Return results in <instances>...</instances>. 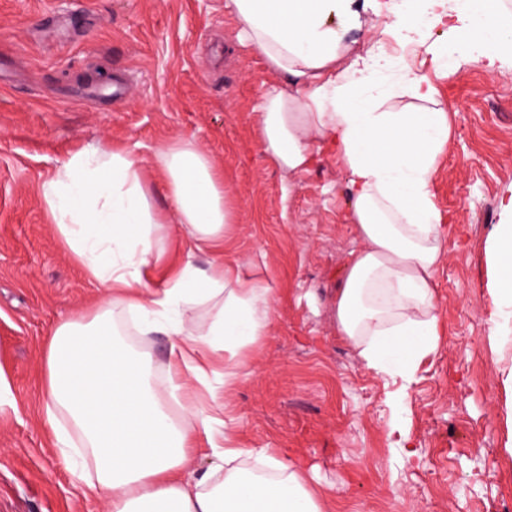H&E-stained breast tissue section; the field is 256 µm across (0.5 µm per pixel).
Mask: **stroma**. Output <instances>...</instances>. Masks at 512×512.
Returning <instances> with one entry per match:
<instances>
[{
	"instance_id": "1",
	"label": "stroma",
	"mask_w": 512,
	"mask_h": 512,
	"mask_svg": "<svg viewBox=\"0 0 512 512\" xmlns=\"http://www.w3.org/2000/svg\"><path fill=\"white\" fill-rule=\"evenodd\" d=\"M452 18L410 40L373 30L391 58L372 94L417 107L398 83L412 68L451 117L431 193L450 232L436 274L443 336L411 384L364 367L337 336L330 305L358 241L344 174L329 154L288 175L264 153L258 103L279 83L240 43L224 0H0V512H105L66 468L42 415L45 344L87 314L101 290L63 245L40 192L71 153L101 140L152 163L164 142L192 138L224 171L237 214L224 255L271 289L267 336L251 348L224 402L239 447L297 463L334 512H492L512 499V419L503 368L512 331L489 345L488 236L512 194V69L476 58ZM126 341L166 376L171 337ZM396 424L419 455L390 447Z\"/></svg>"
}]
</instances>
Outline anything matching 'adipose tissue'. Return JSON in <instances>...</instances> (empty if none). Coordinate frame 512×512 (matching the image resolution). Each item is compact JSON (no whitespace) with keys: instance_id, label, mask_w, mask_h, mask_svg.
<instances>
[{"instance_id":"obj_1","label":"adipose tissue","mask_w":512,"mask_h":512,"mask_svg":"<svg viewBox=\"0 0 512 512\" xmlns=\"http://www.w3.org/2000/svg\"><path fill=\"white\" fill-rule=\"evenodd\" d=\"M240 36L279 73L264 93L258 126L265 153L288 173L326 148L346 176L352 250L331 301L336 333L379 373L405 380L440 344L435 276L448 236L429 190L450 134L434 88L411 69L399 83L423 108L382 112L361 92L386 67L382 54L347 56L344 35L373 11L385 32L439 22L448 0H224ZM456 18L476 37L488 68L502 67L506 32L487 0H465ZM159 174L167 205L150 202ZM42 196L61 239L104 297L88 316L57 324L43 363L44 417L56 447L81 446L92 472L77 479L107 512H328L305 472L265 448L231 443L219 381H232L245 351L269 327L270 291L234 259H214L235 214L224 176L189 139L158 147L152 166L100 141L59 162ZM488 252L491 345L512 319V196ZM188 244L180 267L157 284L147 275L172 235ZM209 255L198 266L196 254ZM140 335L178 337L167 380L149 379L116 337L125 318ZM223 370H216V359ZM212 463L193 466L200 444Z\"/></svg>"}]
</instances>
